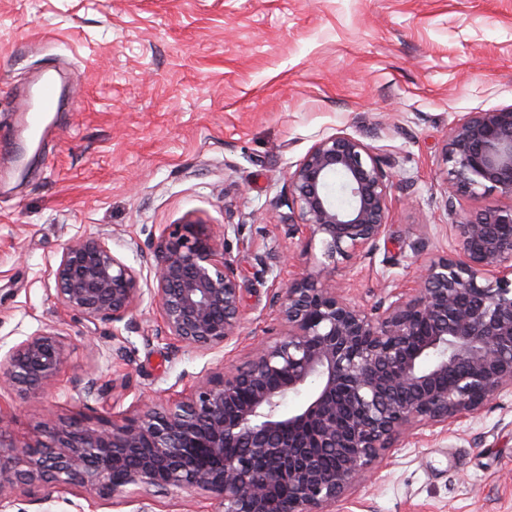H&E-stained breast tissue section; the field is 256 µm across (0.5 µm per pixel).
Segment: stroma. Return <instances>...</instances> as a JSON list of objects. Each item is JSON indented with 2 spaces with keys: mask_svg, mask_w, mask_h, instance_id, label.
<instances>
[{
  "mask_svg": "<svg viewBox=\"0 0 512 512\" xmlns=\"http://www.w3.org/2000/svg\"><path fill=\"white\" fill-rule=\"evenodd\" d=\"M47 67L69 109L47 114L44 136H17V95ZM509 106L512 0H0V351L51 326L67 353L40 394L0 389L16 442L43 422L162 402L244 365L279 330L275 286L300 275L370 312L411 287L449 248V128ZM339 131L393 159V184L374 256L331 264L289 235L286 183ZM189 214L232 226L224 251L246 281L236 343L174 352L148 300L134 332L59 304L49 271L70 239L106 235L136 267L137 246ZM271 249L285 261L260 276ZM332 512H512V393L456 434L399 442Z\"/></svg>",
  "mask_w": 512,
  "mask_h": 512,
  "instance_id": "obj_1",
  "label": "stroma"
}]
</instances>
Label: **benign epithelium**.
<instances>
[{
	"label": "benign epithelium",
	"mask_w": 512,
	"mask_h": 512,
	"mask_svg": "<svg viewBox=\"0 0 512 512\" xmlns=\"http://www.w3.org/2000/svg\"><path fill=\"white\" fill-rule=\"evenodd\" d=\"M444 206L452 249L376 316L312 276L274 292L280 331L236 369L209 373L178 399L112 418L40 424L18 445L0 416V512L20 488L51 485L86 497L151 489L202 493L216 512H328L424 427L452 434L512 391V106L471 112L444 144ZM367 143L345 132L316 142L288 172L300 222L324 257L366 258L386 237L392 183ZM501 204L455 220L460 195ZM217 230L190 216L168 224L140 268L103 236L69 240L49 275L60 304L96 326L124 323L149 296L158 335L184 348L239 336L243 281ZM153 272L143 277L142 269ZM67 360L61 335L39 329L0 356V388L36 394Z\"/></svg>",
	"instance_id": "7a95c632"
}]
</instances>
